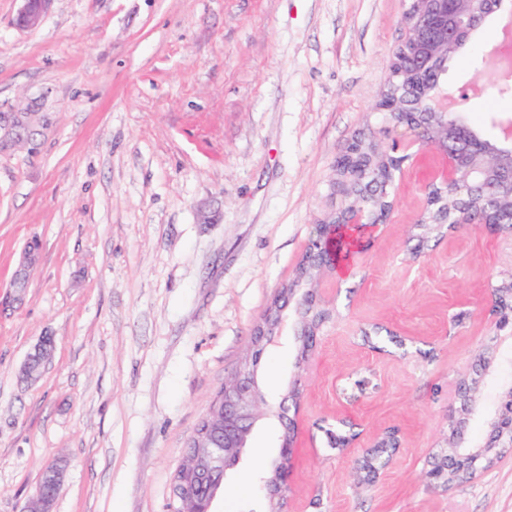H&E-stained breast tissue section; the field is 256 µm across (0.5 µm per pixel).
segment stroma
Returning a JSON list of instances; mask_svg holds the SVG:
<instances>
[{"label":"stroma","mask_w":512,"mask_h":512,"mask_svg":"<svg viewBox=\"0 0 512 512\" xmlns=\"http://www.w3.org/2000/svg\"><path fill=\"white\" fill-rule=\"evenodd\" d=\"M407 4L54 0L27 31L12 24L21 0H0V512H22L55 458L68 464L55 512H167L188 439L338 205L336 158L382 122L374 105ZM496 32L488 19L476 53L448 70L449 92L466 90L476 111L478 56ZM437 163H403L385 226L361 228L362 249L317 286L331 318L303 371L288 512H512V455L445 492L424 478L456 383L494 343L479 297L512 269V233L480 224L414 254ZM374 326L400 344L365 346ZM45 336L52 358L24 381ZM295 354L288 335L263 355L267 399ZM344 415L359 436L342 452L327 431ZM389 427L400 450L358 490L355 459ZM278 432L255 430L216 512H264L257 476ZM38 255L39 243L36 240L31 241L24 249L19 269L13 280V288H15L14 300L17 302L22 303L25 298V288H17V286L26 282L27 271L37 263Z\"/></svg>","instance_id":"stroma-1"}]
</instances>
